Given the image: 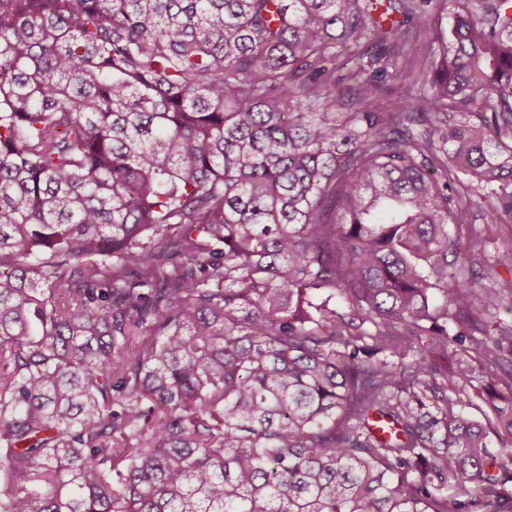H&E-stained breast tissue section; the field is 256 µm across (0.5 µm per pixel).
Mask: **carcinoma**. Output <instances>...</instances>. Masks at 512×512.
Returning a JSON list of instances; mask_svg holds the SVG:
<instances>
[{"label": "carcinoma", "mask_w": 512, "mask_h": 512, "mask_svg": "<svg viewBox=\"0 0 512 512\" xmlns=\"http://www.w3.org/2000/svg\"><path fill=\"white\" fill-rule=\"evenodd\" d=\"M439 2L0 0V512H512V0ZM471 213L472 217L469 226L470 232L488 237L485 261L480 264L485 267L487 259L494 256L496 248L499 246L500 242L511 237L512 226H510V224H497L490 226L486 222L483 210H480V208L477 207L473 208Z\"/></svg>", "instance_id": "1"}]
</instances>
